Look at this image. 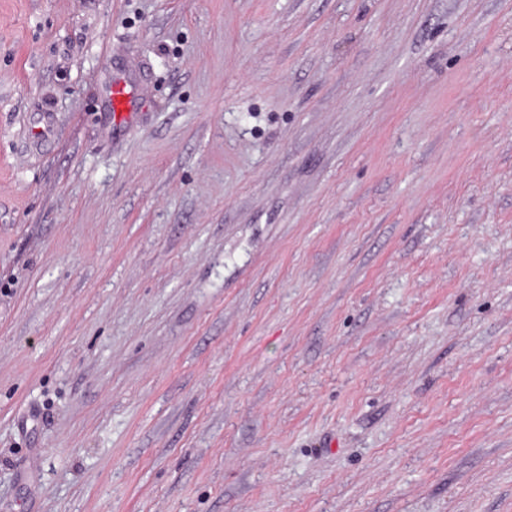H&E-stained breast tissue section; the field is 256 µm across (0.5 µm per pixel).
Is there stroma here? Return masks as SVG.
Listing matches in <instances>:
<instances>
[{"mask_svg":"<svg viewBox=\"0 0 512 512\" xmlns=\"http://www.w3.org/2000/svg\"><path fill=\"white\" fill-rule=\"evenodd\" d=\"M0 512H512V0H0ZM141 91L142 89L137 83L126 80L125 78H117L112 82L109 102L115 124H125L130 120L131 114H126L125 108L127 105L131 104L132 100L138 96ZM117 118L119 119L118 121Z\"/></svg>","mask_w":512,"mask_h":512,"instance_id":"1","label":"stroma"}]
</instances>
